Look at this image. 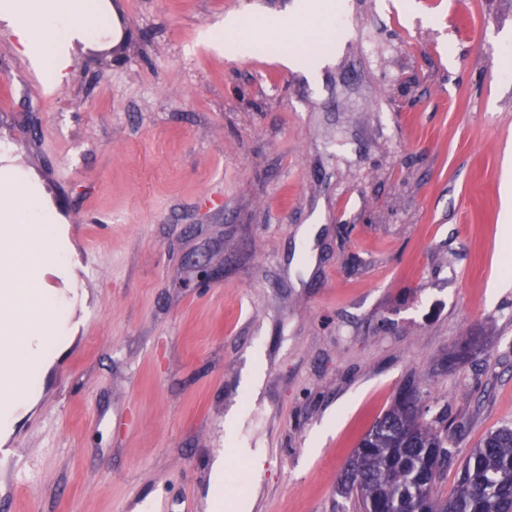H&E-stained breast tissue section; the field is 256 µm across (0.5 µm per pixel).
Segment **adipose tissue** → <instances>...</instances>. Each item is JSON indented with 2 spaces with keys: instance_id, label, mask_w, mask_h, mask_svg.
Masks as SVG:
<instances>
[{
  "instance_id": "1",
  "label": "adipose tissue",
  "mask_w": 512,
  "mask_h": 512,
  "mask_svg": "<svg viewBox=\"0 0 512 512\" xmlns=\"http://www.w3.org/2000/svg\"><path fill=\"white\" fill-rule=\"evenodd\" d=\"M111 0H0V23L53 89L70 77L75 42L112 37ZM266 29L244 34L238 16L210 34L212 47L243 58ZM69 227L37 177L0 148V439L41 398L46 379L77 338L89 294L79 284Z\"/></svg>"
}]
</instances>
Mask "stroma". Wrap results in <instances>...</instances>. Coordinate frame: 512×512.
I'll return each instance as SVG.
<instances>
[{"label":"stroma","mask_w":512,"mask_h":512,"mask_svg":"<svg viewBox=\"0 0 512 512\" xmlns=\"http://www.w3.org/2000/svg\"><path fill=\"white\" fill-rule=\"evenodd\" d=\"M296 2L112 0L121 40L55 89L0 27V146L65 216L91 306L9 441L27 472L0 465L16 512H208L217 450L253 512H355L342 467L410 379L457 458L512 425V0H334L279 37L328 43L316 78L200 39ZM500 244L502 248H512V169L508 156L505 158L504 192ZM265 365L266 361L263 352H257L249 365L247 373L241 381V386L249 390L255 398L263 385Z\"/></svg>","instance_id":"stroma-1"}]
</instances>
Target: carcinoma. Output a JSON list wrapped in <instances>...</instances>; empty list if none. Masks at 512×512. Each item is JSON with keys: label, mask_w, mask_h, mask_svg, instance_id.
<instances>
[{"label": "carcinoma", "mask_w": 512, "mask_h": 512, "mask_svg": "<svg viewBox=\"0 0 512 512\" xmlns=\"http://www.w3.org/2000/svg\"><path fill=\"white\" fill-rule=\"evenodd\" d=\"M443 423L428 418L417 386L405 384L349 455L340 496L360 512H512V426L487 432L442 496L439 475L455 459Z\"/></svg>", "instance_id": "1"}]
</instances>
